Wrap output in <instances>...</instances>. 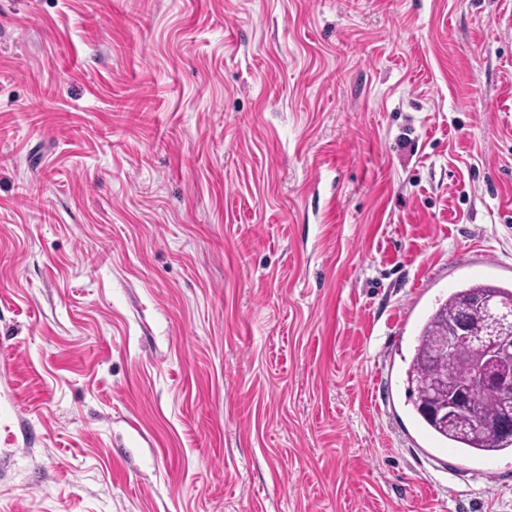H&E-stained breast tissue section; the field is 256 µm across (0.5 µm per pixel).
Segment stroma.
Here are the masks:
<instances>
[{
    "instance_id": "stroma-1",
    "label": "stroma",
    "mask_w": 512,
    "mask_h": 512,
    "mask_svg": "<svg viewBox=\"0 0 512 512\" xmlns=\"http://www.w3.org/2000/svg\"><path fill=\"white\" fill-rule=\"evenodd\" d=\"M512 284V0H0V512H512L404 370Z\"/></svg>"
}]
</instances>
